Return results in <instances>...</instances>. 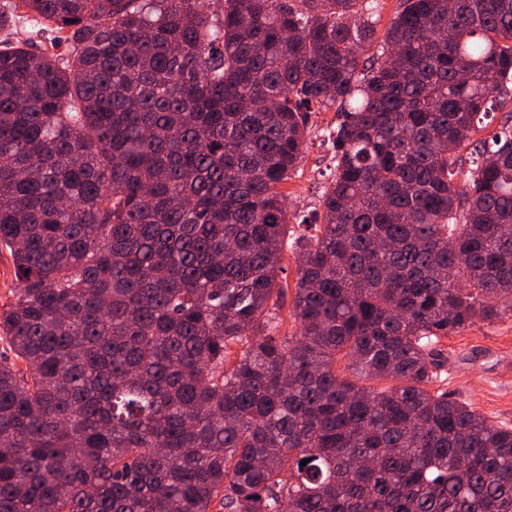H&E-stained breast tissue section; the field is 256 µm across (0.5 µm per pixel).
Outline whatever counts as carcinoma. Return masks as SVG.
<instances>
[{
	"label": "carcinoma",
	"instance_id": "obj_1",
	"mask_svg": "<svg viewBox=\"0 0 512 512\" xmlns=\"http://www.w3.org/2000/svg\"><path fill=\"white\" fill-rule=\"evenodd\" d=\"M218 2L0 4L56 34L0 40L30 371L0 361V512H512V428L428 389L440 339L512 313V127L473 139L512 0H401L379 53L359 0ZM313 104L340 121L307 236L280 186ZM298 253L299 249L297 252L290 250L285 252L281 263L284 270L279 273L278 277L280 286L285 289L284 307L281 311L278 332L280 336H288V338L295 336L298 331V322L292 316V304L298 280Z\"/></svg>",
	"mask_w": 512,
	"mask_h": 512
}]
</instances>
